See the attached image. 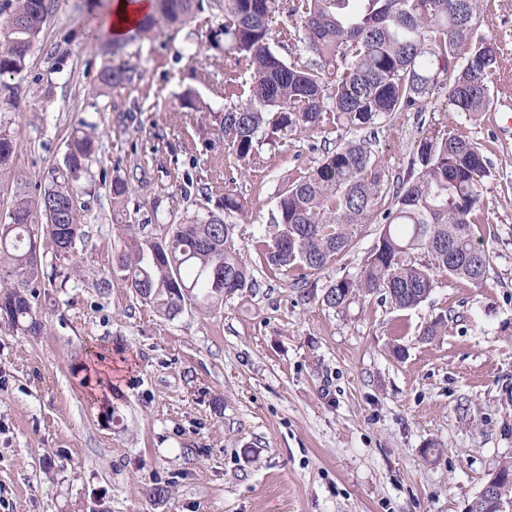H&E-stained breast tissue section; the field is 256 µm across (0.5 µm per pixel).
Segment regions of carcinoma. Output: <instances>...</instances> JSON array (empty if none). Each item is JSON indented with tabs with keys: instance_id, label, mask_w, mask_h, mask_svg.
Instances as JSON below:
<instances>
[{
	"instance_id": "carcinoma-1",
	"label": "carcinoma",
	"mask_w": 512,
	"mask_h": 512,
	"mask_svg": "<svg viewBox=\"0 0 512 512\" xmlns=\"http://www.w3.org/2000/svg\"><path fill=\"white\" fill-rule=\"evenodd\" d=\"M52 3L13 0L0 21V92L14 107L19 89L5 78L24 70ZM155 3L154 14L122 39L107 40L104 52L116 56L203 10V0ZM216 7L224 13V54L249 72L245 101L220 120L224 141L241 161L250 160L259 136L279 144L321 129L330 114L361 132L441 93L456 112L488 111L501 47L477 32L479 0H299L301 42L312 57L306 65L271 49L278 0H217ZM135 75L128 63H109L99 81L112 88L133 83ZM94 129L88 124L72 132L62 164L37 195H16L0 227V321L31 336L44 327L29 301L33 289L59 277L69 281L78 246L87 243L78 215L86 207L82 197L92 193L81 179L97 155ZM15 151L0 123V180L14 174ZM411 165L417 174L390 188L366 140L326 153L280 191L267 264L283 272L319 271L351 246L356 226L380 224L363 270L325 288L327 307L343 310L363 294L381 292L405 311L431 295L439 276L483 283L490 258L472 224L489 163L466 137L429 131L415 141ZM61 207L72 210L68 223H47V211ZM245 214L244 199L229 190L219 211L174 218L161 238L128 234L117 268L137 298L170 320L188 307L210 314L253 284L232 239L233 219ZM446 326L439 317L420 336L430 341Z\"/></svg>"
}]
</instances>
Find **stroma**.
Wrapping results in <instances>:
<instances>
[{
  "label": "stroma",
  "instance_id": "obj_1",
  "mask_svg": "<svg viewBox=\"0 0 512 512\" xmlns=\"http://www.w3.org/2000/svg\"><path fill=\"white\" fill-rule=\"evenodd\" d=\"M109 5L54 0L15 78L19 107L0 101L27 191L61 163L73 129L92 122L99 135L79 282L36 290L42 335L0 330V512H467L512 458V135L497 133V112H454L439 97L368 135L389 179L408 176L422 132L477 144L492 172L474 226L490 255L484 283L440 277L404 312L378 293L334 310L323 288L360 273L380 225L358 227L319 271L272 270L262 243L283 183L350 132L330 122L258 143L242 163L219 115L244 101L248 73L224 53L223 15L205 9L143 42L131 59L140 80L106 89V57L79 19ZM296 5L279 0L271 47L304 65ZM479 7L481 31L505 49L491 80L500 101L512 0ZM188 90L200 111L182 107ZM116 177L130 188L120 204L109 197ZM226 189L249 206L233 239L254 285L216 312L166 319L117 269L126 227L162 236L171 213L216 210ZM441 315L446 335L421 340ZM157 486L170 491L161 504Z\"/></svg>",
  "mask_w": 512,
  "mask_h": 512
}]
</instances>
